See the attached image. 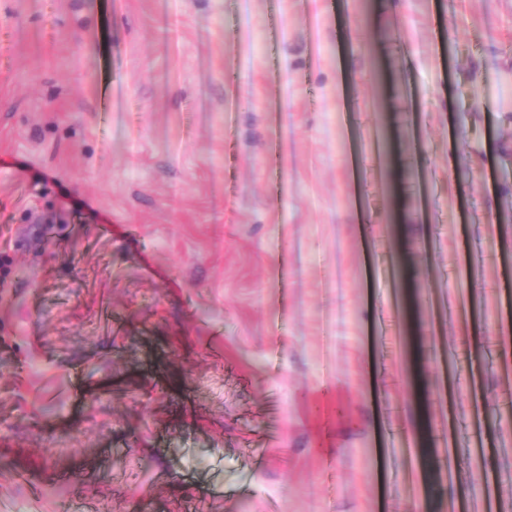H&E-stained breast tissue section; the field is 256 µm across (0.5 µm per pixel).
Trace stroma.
Segmentation results:
<instances>
[{
    "label": "stroma",
    "instance_id": "1",
    "mask_svg": "<svg viewBox=\"0 0 512 512\" xmlns=\"http://www.w3.org/2000/svg\"><path fill=\"white\" fill-rule=\"evenodd\" d=\"M0 238V512H406L407 283L512 503V0H0Z\"/></svg>",
    "mask_w": 512,
    "mask_h": 512
}]
</instances>
